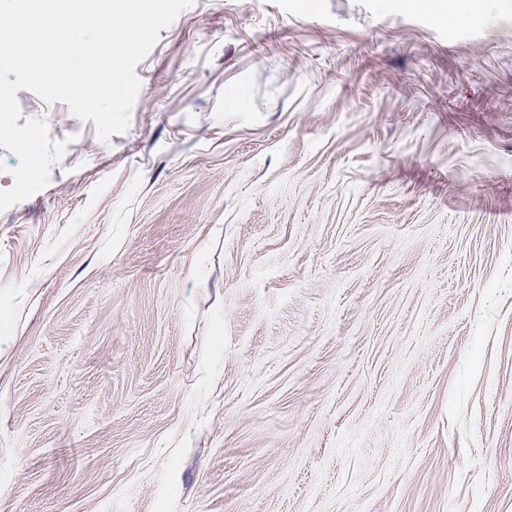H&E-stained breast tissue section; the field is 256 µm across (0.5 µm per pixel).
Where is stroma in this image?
I'll list each match as a JSON object with an SVG mask.
<instances>
[{
  "instance_id": "35a3bbf8",
  "label": "stroma",
  "mask_w": 512,
  "mask_h": 512,
  "mask_svg": "<svg viewBox=\"0 0 512 512\" xmlns=\"http://www.w3.org/2000/svg\"><path fill=\"white\" fill-rule=\"evenodd\" d=\"M194 0L124 132L0 211V512H512V8ZM485 0H410L412 8L426 7L441 19L469 21L481 17L485 10Z\"/></svg>"
}]
</instances>
